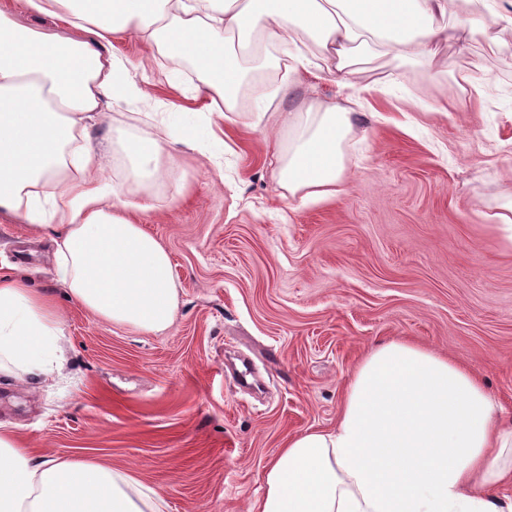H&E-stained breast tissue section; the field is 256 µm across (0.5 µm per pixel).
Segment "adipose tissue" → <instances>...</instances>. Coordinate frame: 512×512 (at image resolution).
Instances as JSON below:
<instances>
[{
	"mask_svg": "<svg viewBox=\"0 0 512 512\" xmlns=\"http://www.w3.org/2000/svg\"><path fill=\"white\" fill-rule=\"evenodd\" d=\"M64 33L21 25L0 6V214L38 235L56 232V278L97 319L162 332L178 291L165 246L128 213L125 186L101 182L86 143L127 84L104 43L130 35L189 61L198 92L234 107L248 68L291 43L289 68L314 58L339 87L364 63L427 66L441 44L491 32L512 47V0H23ZM351 109L307 101L266 115L287 127L278 185L289 198L341 190ZM175 130L127 138L128 178H162ZM62 315L50 293L0 275V376L52 378L62 367ZM472 373L403 339L373 348L351 374L335 427L290 437L265 466L249 512H512V423ZM135 472L91 457L35 454L0 427V512H165Z\"/></svg>",
	"mask_w": 512,
	"mask_h": 512,
	"instance_id": "ef3b65f1",
	"label": "adipose tissue"
}]
</instances>
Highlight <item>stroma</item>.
Wrapping results in <instances>:
<instances>
[{
    "label": "stroma",
    "instance_id": "stroma-1",
    "mask_svg": "<svg viewBox=\"0 0 512 512\" xmlns=\"http://www.w3.org/2000/svg\"><path fill=\"white\" fill-rule=\"evenodd\" d=\"M108 51L144 98L119 97L89 131L124 176L122 141L177 127L165 178L132 188L130 214L168 250L178 288L160 333L108 324L68 301L49 235L0 215V274L24 268L63 316L68 369L38 389L0 377V425L59 458L131 468L166 512H248L263 468L289 436L336 424L343 387L376 344L406 339L476 375L512 418V247L489 215L512 199V52L478 36L442 49L433 67L382 58L363 75L345 182L324 199H283L278 156L258 122L306 97L347 93L314 66L254 72L264 96L211 112L188 62L139 40ZM474 71L484 94L452 91ZM294 91L276 96L282 81ZM249 364L245 389L235 369Z\"/></svg>",
    "mask_w": 512,
    "mask_h": 512
}]
</instances>
